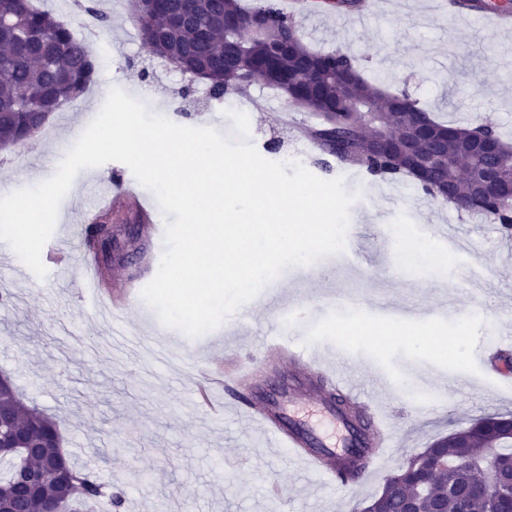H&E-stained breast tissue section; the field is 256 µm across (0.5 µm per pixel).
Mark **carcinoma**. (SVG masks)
I'll return each instance as SVG.
<instances>
[{"mask_svg": "<svg viewBox=\"0 0 512 512\" xmlns=\"http://www.w3.org/2000/svg\"><path fill=\"white\" fill-rule=\"evenodd\" d=\"M325 2L338 13L363 7V0ZM129 10L144 45L183 72L210 74L212 98L247 90L252 70L264 67L267 89L319 118L309 136L323 153L373 176L409 178L432 197L433 187L447 182L453 186L447 203L459 211L482 213L505 235L512 234V201L497 198L476 207L471 200L473 177L482 167L498 164L505 173L512 172V142L488 125L494 153H473L467 128L439 122L407 94L389 92L367 78L348 54L308 47L278 0H259L250 8L241 0H157L148 14L140 13L137 0H130ZM0 17L9 20L0 25V149H6L35 137L43 127L39 117L57 100H77L96 70L85 42L32 0H0ZM425 125L437 132L442 150V160L429 168L401 160L394 142L382 147L374 142L378 126L404 134ZM111 220L108 211L84 229L87 249L103 265L112 257ZM0 416L11 423L20 448L62 443L60 421L25 405L12 382L0 387ZM428 452L426 448L414 455L387 479L375 497L385 512H401L407 503L415 512H458L455 495L486 481L482 462L488 456L512 470V434L506 431L487 439L472 429L461 439L448 440V447L437 449L448 466L436 470L424 464ZM2 465L8 474L0 477V512H48L59 501L68 504V512H98L100 507L112 512L122 504L113 498L112 485L69 462L65 480L46 457L23 468L14 455L0 453ZM511 505L507 498L495 501L474 494L468 512H504Z\"/></svg>", "mask_w": 512, "mask_h": 512, "instance_id": "carcinoma-1", "label": "carcinoma"}]
</instances>
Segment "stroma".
<instances>
[{
	"label": "stroma",
	"mask_w": 512,
	"mask_h": 512,
	"mask_svg": "<svg viewBox=\"0 0 512 512\" xmlns=\"http://www.w3.org/2000/svg\"><path fill=\"white\" fill-rule=\"evenodd\" d=\"M365 24L325 11H302L295 23L310 47L342 50L357 58L364 74L417 100L442 121L463 127L482 123L512 140V34L479 32L470 12L445 0H366ZM105 13L112 27L87 37L97 65L95 85L49 117L40 133L0 153V197L20 184L34 187L52 177L84 131L81 115L100 111L101 87H117L155 113L170 112L178 89L191 86L198 109L172 114L184 126L214 125L221 134L233 126L225 113H211L208 87L190 82L163 60L153 58L138 36L128 0H111ZM112 48L100 55L101 41ZM149 70L151 92H143L141 70ZM265 100V111H249L250 141L264 150L299 153L301 164L323 179L343 178L359 197L350 208L355 235L345 252L304 268H286L257 295L303 301L318 296L339 308L309 307L289 320L288 334L315 339L351 357L359 375L386 374L391 390L378 391L374 409L390 414L397 437L382 474L363 488L320 482L288 457L268 448L247 419L227 414L212 424L193 403L186 385L199 361L219 371L258 358L263 320L227 336L196 338L164 326L156 311L139 302L128 325L145 336L140 346L112 349L111 323L81 299L82 224H75L61 249L69 256L66 274L28 280L16 268L20 258L0 264V292L13 303L0 307V372L20 396L61 422L68 457L78 467L111 479L124 501L121 512H355L379 494L389 474L434 440L488 414L512 415V383L487 371L480 360L496 331L512 329V239L496 224L480 221L435 200L406 179H383L337 163L316 146H301L278 119L282 100L261 82L248 96L233 95L235 107L247 97ZM125 164L110 161L81 170L63 198L58 216L73 219L94 181L110 182ZM408 225L443 263L420 257L419 273L402 265L395 233ZM382 229L392 246L386 261L373 260V235ZM457 245L447 250L443 237ZM148 229L123 264L102 274L107 286L136 279L149 254H162ZM386 300L413 309V334L377 341L360 339V325L377 323L372 303ZM467 325H460V318Z\"/></svg>",
	"instance_id": "stroma-1"
}]
</instances>
